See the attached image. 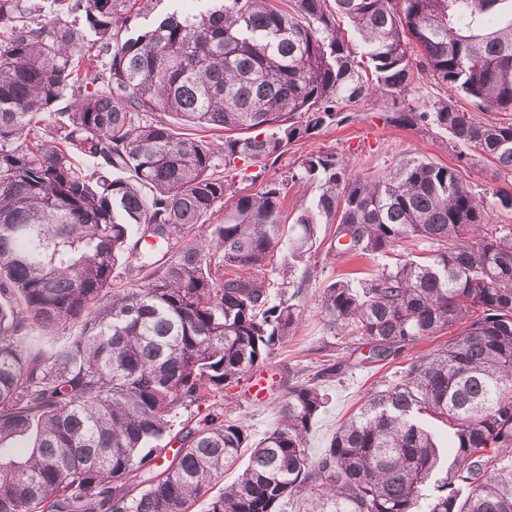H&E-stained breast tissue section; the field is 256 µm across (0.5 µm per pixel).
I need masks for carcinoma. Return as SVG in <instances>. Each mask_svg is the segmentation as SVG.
Here are the masks:
<instances>
[{"mask_svg": "<svg viewBox=\"0 0 512 512\" xmlns=\"http://www.w3.org/2000/svg\"><path fill=\"white\" fill-rule=\"evenodd\" d=\"M161 2L0 0V512H286L307 488L327 512H512V226L416 157L347 181L317 150L269 174L378 95L512 172V0ZM422 73L506 119L416 111ZM291 182L317 193L286 226ZM321 224L329 256L394 259L321 294L369 362L457 334L377 381L316 457L320 381L346 359L289 384L262 440L209 414L167 455L179 410L297 329L266 272L283 248L311 256ZM407 238L425 255L399 253Z\"/></svg>", "mask_w": 512, "mask_h": 512, "instance_id": "carcinoma-1", "label": "carcinoma"}]
</instances>
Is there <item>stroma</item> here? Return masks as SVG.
Wrapping results in <instances>:
<instances>
[{
    "instance_id": "obj_1",
    "label": "stroma",
    "mask_w": 512,
    "mask_h": 512,
    "mask_svg": "<svg viewBox=\"0 0 512 512\" xmlns=\"http://www.w3.org/2000/svg\"><path fill=\"white\" fill-rule=\"evenodd\" d=\"M393 114L392 104L386 98L360 100L352 105L350 120L325 127L314 138L293 142L278 159L275 168L282 173L296 169L307 154L324 148L343 156L347 164L345 176L351 180L379 174L406 156L424 158L458 169L463 181L484 199L490 210L491 223L512 225V208L502 207L495 196L499 190L512 192L511 174L499 170L490 159L479 155L460 156L445 130L430 125L395 124L391 121ZM385 262L382 256L333 261L320 256L297 264L290 273L278 269L270 273L272 300L295 295L297 304L303 309V317L296 331L276 345L262 365L263 370L273 376L267 399L261 402L251 399L248 392L250 379L245 376L226 387L224 392L180 411V420L198 421L207 414L219 412L243 421L253 437H262L275 424V407L289 382L311 378L324 360L345 356L350 358L352 367L340 379L326 383L328 403L309 436L310 453L319 454L339 425L363 404L374 381L383 373L400 370L404 360L427 353L445 341L441 335L421 340L382 370L377 364L364 363L363 357L369 349L361 341L338 335L327 326L319 305L325 283L340 274L349 275L354 280L369 277Z\"/></svg>"
}]
</instances>
